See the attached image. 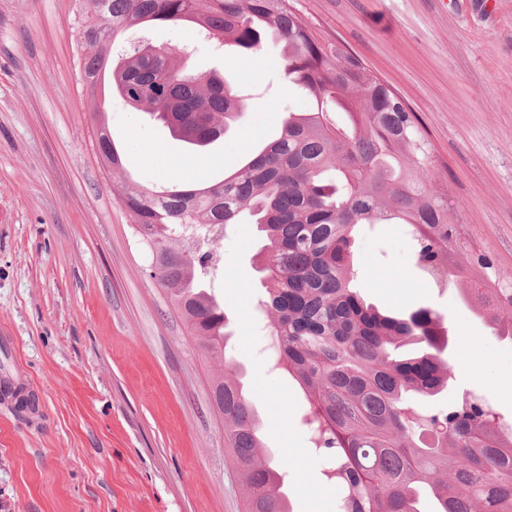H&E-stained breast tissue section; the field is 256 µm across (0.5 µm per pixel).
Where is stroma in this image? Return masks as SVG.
Masks as SVG:
<instances>
[{
    "label": "stroma",
    "mask_w": 512,
    "mask_h": 512,
    "mask_svg": "<svg viewBox=\"0 0 512 512\" xmlns=\"http://www.w3.org/2000/svg\"><path fill=\"white\" fill-rule=\"evenodd\" d=\"M76 0H0V378L22 376L35 413L0 397V512H244L211 381L239 368L293 512H340L300 421L293 381L260 350L264 292L255 228L220 242L212 292L234 323L223 363L201 357L165 293L145 274L119 195L218 180L279 129L280 45L219 54L189 29L156 25L151 42L189 46L188 65L217 70L252 95L239 123L193 159L162 124L114 94L81 85ZM302 18L344 42L419 117L437 157L465 251L512 283V0H296ZM98 105L123 170L99 163ZM356 286L386 311L428 307L445 318L455 389L485 396L512 422V342L497 340L461 297L433 286L400 224L355 239Z\"/></svg>",
    "instance_id": "obj_1"
}]
</instances>
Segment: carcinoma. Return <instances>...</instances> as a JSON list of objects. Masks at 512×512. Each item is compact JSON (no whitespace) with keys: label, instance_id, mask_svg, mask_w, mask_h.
<instances>
[{"label":"carcinoma","instance_id":"cac0c4a2","mask_svg":"<svg viewBox=\"0 0 512 512\" xmlns=\"http://www.w3.org/2000/svg\"><path fill=\"white\" fill-rule=\"evenodd\" d=\"M77 19L83 90L94 93L111 69L113 90L200 152L243 116V100L220 75L175 64L170 49L131 43L117 51V42L134 29L189 23L242 52L260 51L266 39L282 45L285 75L309 110L288 113L276 139L213 185L147 192L125 184L119 200L150 255V276L202 354L223 361L228 318L207 290L217 239L203 251L176 241L249 214L264 238L256 259L278 340L274 364L301 390L323 475L344 489L342 512H422L426 500L431 512H512V425L468 391L426 409L451 379L444 317L430 308L383 314L351 288L355 228L404 224L429 281L468 282L465 300L493 336L512 340V284L489 273L484 255L461 261L445 190L427 180L429 142L405 101L301 19L295 0H82ZM332 112L345 113L346 124ZM96 136L100 161L121 169L106 127ZM212 393L246 512H290L288 462L266 449L242 379L222 374Z\"/></svg>","mask_w":512,"mask_h":512}]
</instances>
